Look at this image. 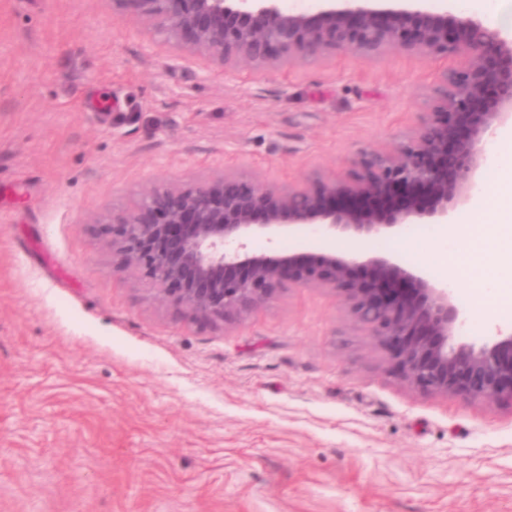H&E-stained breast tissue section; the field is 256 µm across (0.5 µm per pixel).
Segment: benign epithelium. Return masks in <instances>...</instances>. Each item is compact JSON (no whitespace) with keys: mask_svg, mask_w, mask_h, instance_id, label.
Here are the masks:
<instances>
[{"mask_svg":"<svg viewBox=\"0 0 512 512\" xmlns=\"http://www.w3.org/2000/svg\"><path fill=\"white\" fill-rule=\"evenodd\" d=\"M283 0H112L192 54L256 68L316 60L337 49L423 57L462 50L464 70L444 76L432 112L394 152H366L350 179L319 175L279 186L223 170L190 185L150 183L101 232L122 270L139 271L161 301L196 322L241 317L286 288L339 293L423 392L512 405V331L479 347L455 343L466 319L454 291L395 256L315 259L276 246L305 228L369 239L410 224H449L467 205L494 131L512 124V32L411 3L322 0L313 14ZM424 191L432 206L418 205ZM262 238L267 247L253 249ZM368 268V279L353 276Z\"/></svg>","mask_w":512,"mask_h":512,"instance_id":"benign-epithelium-1","label":"benign epithelium"}]
</instances>
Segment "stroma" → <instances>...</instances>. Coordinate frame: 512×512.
I'll return each mask as SVG.
<instances>
[{
  "instance_id": "stroma-1",
  "label": "stroma",
  "mask_w": 512,
  "mask_h": 512,
  "mask_svg": "<svg viewBox=\"0 0 512 512\" xmlns=\"http://www.w3.org/2000/svg\"><path fill=\"white\" fill-rule=\"evenodd\" d=\"M174 54L111 0H0V512H512V406L414 388L322 288L193 321L97 232L150 182L348 179L416 133L460 54ZM486 189L487 223L456 215L461 250L512 233ZM279 245L449 274L431 236ZM478 284H454L475 346L512 326Z\"/></svg>"
}]
</instances>
